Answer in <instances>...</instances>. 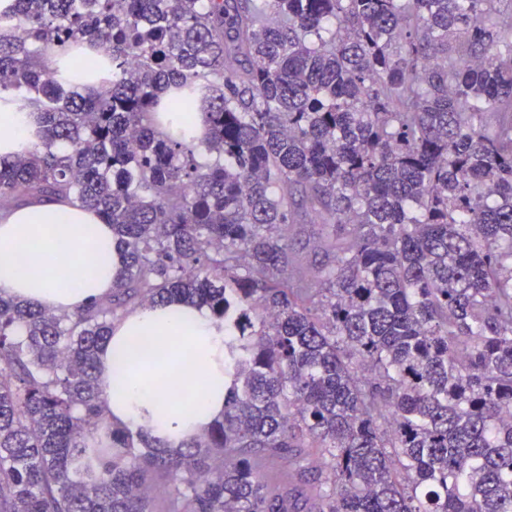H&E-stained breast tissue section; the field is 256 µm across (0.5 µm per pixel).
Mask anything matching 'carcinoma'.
<instances>
[{"instance_id":"obj_1","label":"carcinoma","mask_w":512,"mask_h":512,"mask_svg":"<svg viewBox=\"0 0 512 512\" xmlns=\"http://www.w3.org/2000/svg\"><path fill=\"white\" fill-rule=\"evenodd\" d=\"M81 41L98 87L45 62ZM4 93L44 136L0 212L91 207L125 268L71 313L0 297V512H148L152 471L170 512H512V0H15ZM199 99L201 140L155 124ZM173 301L234 377L176 452L112 427L98 360ZM77 55L93 58L97 64L96 69L94 71L74 69L71 61ZM50 60L54 68L65 69L66 64H69L72 71L77 74L72 76L71 83L78 87L99 86L100 82L112 73V58L102 53L98 46L88 42H80L66 52H52ZM323 230V227L320 224H313L307 226L305 233L301 236L294 237L293 240V248L296 252H298L302 257L305 258L307 262V266L312 270L317 262L319 261V256H315L313 251L311 250V245L308 244V240H313V237H317Z\"/></svg>"}]
</instances>
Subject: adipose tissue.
I'll return each mask as SVG.
<instances>
[{"label":"adipose tissue","mask_w":512,"mask_h":512,"mask_svg":"<svg viewBox=\"0 0 512 512\" xmlns=\"http://www.w3.org/2000/svg\"><path fill=\"white\" fill-rule=\"evenodd\" d=\"M78 55L93 58L97 67L78 71L73 85L96 86L111 74V57L87 42L52 52L50 60L62 69ZM42 137L35 113L0 112V157L16 156ZM33 254L50 263L51 275L26 280L13 274V265ZM124 262L111 225L93 208L46 202L0 215L1 297L67 313L109 292ZM226 339L223 323L207 309L184 302L140 308L115 322L99 352L109 420L143 431L171 449L206 430L223 415L232 383L224 372ZM177 394L191 396L192 417L172 403Z\"/></svg>","instance_id":"adipose-tissue-1"}]
</instances>
